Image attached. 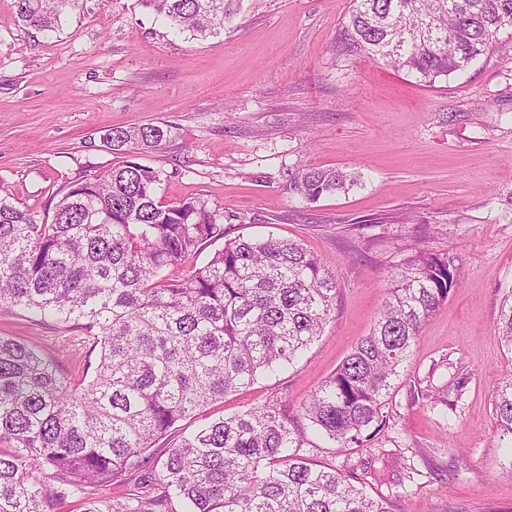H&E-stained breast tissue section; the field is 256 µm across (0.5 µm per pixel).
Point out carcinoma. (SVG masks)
<instances>
[{"label":"carcinoma","mask_w":512,"mask_h":512,"mask_svg":"<svg viewBox=\"0 0 512 512\" xmlns=\"http://www.w3.org/2000/svg\"><path fill=\"white\" fill-rule=\"evenodd\" d=\"M81 0H16L20 21L48 37ZM225 0H140L180 33L224 30ZM512 28V0H352L340 56L382 60L425 84L465 70ZM168 124L112 129L119 158L104 175L61 187L38 218L0 195V309L20 308L83 332L98 351L76 380L51 358L0 337V512H47L69 491L119 482L156 441L211 403L282 371L321 335L339 288L302 244L225 239L201 199L157 200L163 172L144 163ZM307 203L357 184L341 169L288 170ZM223 242L200 265L206 245ZM186 268L174 277L171 271ZM454 260L416 248L390 276L371 331L290 414L277 402L207 422L166 451L163 494L114 512H393L355 471L316 467L306 432L362 447L386 425L394 380L421 329L459 286ZM497 335L512 354V296ZM498 447L512 449V370L494 400Z\"/></svg>","instance_id":"obj_1"}]
</instances>
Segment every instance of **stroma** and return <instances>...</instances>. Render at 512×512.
Returning a JSON list of instances; mask_svg holds the SVG:
<instances>
[{
	"label": "stroma",
	"mask_w": 512,
	"mask_h": 512,
	"mask_svg": "<svg viewBox=\"0 0 512 512\" xmlns=\"http://www.w3.org/2000/svg\"><path fill=\"white\" fill-rule=\"evenodd\" d=\"M220 34H178L139 0H84L47 38L0 0V185L44 214L58 189L116 161L107 130L169 124L146 164L161 203L200 198L227 238L303 242L336 276L330 322L288 372L206 407L215 419L274 400L296 407L369 333L388 278L413 247L453 257L460 285L424 324L400 369L385 428L367 445L304 446L311 462L365 473L394 512H512V462L498 448L494 393L512 363L495 333L512 295V29L460 76L427 86L337 55L349 0H226ZM360 173L303 202L295 167ZM19 339L81 378V331L0 310ZM158 484L96 486L101 512Z\"/></svg>",
	"instance_id": "1"
}]
</instances>
